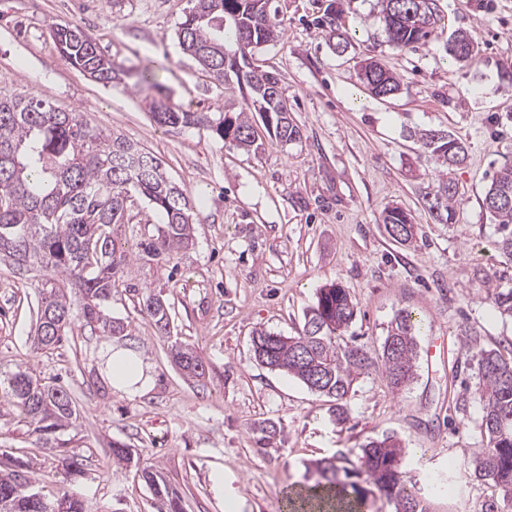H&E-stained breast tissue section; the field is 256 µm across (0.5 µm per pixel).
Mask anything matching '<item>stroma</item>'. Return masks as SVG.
<instances>
[{"mask_svg": "<svg viewBox=\"0 0 512 512\" xmlns=\"http://www.w3.org/2000/svg\"><path fill=\"white\" fill-rule=\"evenodd\" d=\"M271 5L281 34L252 59L278 75L301 138L281 144L262 130L258 148L246 151L202 127L156 124L147 89L128 79L103 86L71 66L51 37L53 26L79 27L116 66L154 68L173 106L238 112L246 91L211 79L177 41L190 0H0V87L125 136L159 157L195 203L191 246L165 262L139 248L145 226L160 225L162 215L140 196L128 201L132 220L114 232L126 259L111 306L127 326L123 338L78 323L72 340L36 349L40 274L1 262L0 378L24 364L71 395L78 418L63 438L84 475L69 491L86 512H162L138 476L146 467L181 493L185 512H224L229 487L243 512H285V493L302 481L305 461L356 457L366 439L384 433L405 442V469L432 512H485L496 493L470 475L482 416L470 352H512V321L485 299L482 283L500 267L482 199L494 171L512 164V0H437L443 25L404 49L388 42L378 0ZM328 10L341 43L319 23ZM459 30L479 47L466 63L448 53ZM368 59L399 77L397 94L367 90ZM422 129L447 131L468 149L452 174L460 200L451 226L429 211L426 191L438 171L413 137ZM392 206L420 224L413 246L386 232L383 213ZM332 282L359 306L345 341L378 351L404 307L424 324L414 382L394 392L378 372L361 375L343 424L328 398L259 364L251 346L258 329L296 335L318 289ZM143 292L166 301L169 334L142 311ZM114 345L143 360L144 393L107 384L103 358ZM179 345L201 356L204 378L174 364ZM262 422L277 435L260 455L253 427ZM115 441L135 449L133 463H113ZM22 457L29 491L55 499L58 455L40 449L0 394V469Z\"/></svg>", "mask_w": 512, "mask_h": 512, "instance_id": "stroma-1", "label": "stroma"}]
</instances>
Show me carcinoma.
I'll list each match as a JSON object with an SVG mask.
<instances>
[{"instance_id":"obj_1","label":"carcinoma","mask_w":512,"mask_h":512,"mask_svg":"<svg viewBox=\"0 0 512 512\" xmlns=\"http://www.w3.org/2000/svg\"><path fill=\"white\" fill-rule=\"evenodd\" d=\"M193 6L179 24L177 38L183 51L215 81L222 84L233 75L249 92V112L264 105L259 116L265 130L277 142L301 138L299 127L288 113V105L277 75L255 73L246 62L255 48L274 41L277 23L268 11H258L250 0H191ZM388 41L403 49L428 40L441 22L436 0H381ZM52 37L60 54L75 68L109 86L121 80L120 70L103 55L97 44L77 27L55 26ZM457 43L466 53L451 55L466 62L478 53V45L463 31ZM236 50L224 57V44ZM364 83L377 96L400 90L399 77L377 62L362 68ZM247 112V113H249ZM247 113L177 111L162 100H152L153 120L166 126H203L220 140L248 150L258 138ZM439 169L440 178L430 195V211L439 224H452L459 191H448L449 174L467 159L464 143L441 130L415 134ZM141 149L121 136L105 135L80 112H63L31 96L0 92V255L16 267L44 273L41 305L35 330L37 344L50 349L72 331L74 316L68 289L82 295L80 318L89 327L99 326L108 336H124L127 326L112 319L106 309L117 287L122 258L116 254L112 226L128 221L126 202L131 193L144 197L161 212L165 224L140 242L151 257L171 255L191 242L189 197L167 177L161 161L153 156L142 167L132 169L131 160ZM512 199V165L503 166L487 188L482 205L499 234L495 246L512 266V205L492 208L488 200ZM384 227L411 228L393 241L401 246L417 242L419 227L406 210L385 209ZM486 299L499 314L512 319V277L504 272L484 277ZM143 310L158 331L170 333L166 302L155 294L142 300ZM357 315V302L343 286L332 283L321 288L315 305L296 336H281L257 330L252 336L253 355L267 368L284 372L311 391L333 402L336 421L348 419L347 403L353 385L370 369L380 371L393 391H400L416 377L418 336L421 323L413 312L397 310L381 346L375 353L340 341ZM476 360L482 401L481 448L473 458L476 480L495 487L501 501L488 504L486 512H512V357L494 349H479ZM172 360L188 376L201 378L205 365L191 348L178 346ZM12 400L34 426L43 447H61L59 436L73 424L76 409L68 392L49 385L30 367L19 366L0 380V390ZM407 448L395 435L383 434L360 446L359 469L368 486L354 481L356 469L341 452L328 459L306 464L304 482L297 492L294 512H368L369 497L379 496L394 504L395 512H431L415 491L404 461ZM24 463L0 470V512H56L60 503L66 512H85L84 502L65 491L55 501L26 491L28 479L19 474ZM143 481L160 498L166 512H183L182 497L158 471L144 469Z\"/></svg>"}]
</instances>
